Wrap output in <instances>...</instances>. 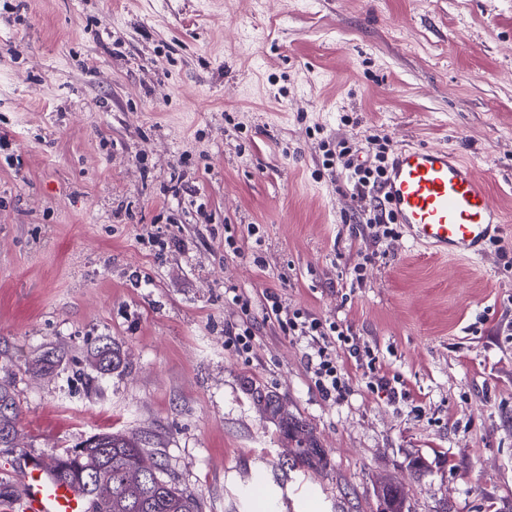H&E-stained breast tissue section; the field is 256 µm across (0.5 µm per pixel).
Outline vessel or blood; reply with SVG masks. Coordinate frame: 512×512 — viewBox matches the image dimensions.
<instances>
[{
    "mask_svg": "<svg viewBox=\"0 0 512 512\" xmlns=\"http://www.w3.org/2000/svg\"><path fill=\"white\" fill-rule=\"evenodd\" d=\"M380 195L413 239L441 256L480 259L502 230L503 214L484 182L463 156L448 148L395 150ZM15 473L21 487L18 512L93 508L88 493L57 479L26 453L18 454Z\"/></svg>",
    "mask_w": 512,
    "mask_h": 512,
    "instance_id": "vessel-or-blood-1",
    "label": "vessel or blood"
}]
</instances>
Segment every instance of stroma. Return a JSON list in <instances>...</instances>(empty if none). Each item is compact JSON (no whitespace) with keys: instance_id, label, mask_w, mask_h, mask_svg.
<instances>
[{"instance_id":"1","label":"stroma","mask_w":512,"mask_h":512,"mask_svg":"<svg viewBox=\"0 0 512 512\" xmlns=\"http://www.w3.org/2000/svg\"><path fill=\"white\" fill-rule=\"evenodd\" d=\"M374 136L470 159L499 242L454 261L360 224L323 144ZM271 294L348 328L343 399ZM1 383L3 479L124 431L202 512H377L385 480L410 512H512V0H0ZM256 389L325 465L285 468ZM108 347L106 363L102 365V361L100 360V355L103 350ZM91 357L95 363V366L100 371V373H107L110 371H114L118 369L123 364L122 355L120 349L115 347L114 344L104 343L102 345L98 344L91 350ZM2 406L10 407L11 412L9 415L2 416L1 408ZM18 413L16 408V403L14 398L10 392V390L1 385L0 386V446H12V441L14 439V434L16 431V421H17Z\"/></svg>"}]
</instances>
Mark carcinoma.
<instances>
[{
	"label": "carcinoma",
	"mask_w": 512,
	"mask_h": 512,
	"mask_svg": "<svg viewBox=\"0 0 512 512\" xmlns=\"http://www.w3.org/2000/svg\"><path fill=\"white\" fill-rule=\"evenodd\" d=\"M91 357L101 373L118 369L123 364L120 349L111 343L97 345ZM256 401L279 419L288 438L296 442L292 466L311 468L324 460L323 449L317 447L306 424L281 410L276 395L258 391ZM11 412L0 415V446H11L18 417L10 390L0 386V407ZM98 458L102 469L95 476L85 471V463ZM44 467L62 480L82 486L90 493L93 512H200L196 499L180 492L165 477L158 452L149 449L142 438L133 433L103 432L96 434L71 453H51L42 460ZM386 512H404L405 499L398 485L384 489Z\"/></svg>",
	"instance_id": "obj_1"
}]
</instances>
